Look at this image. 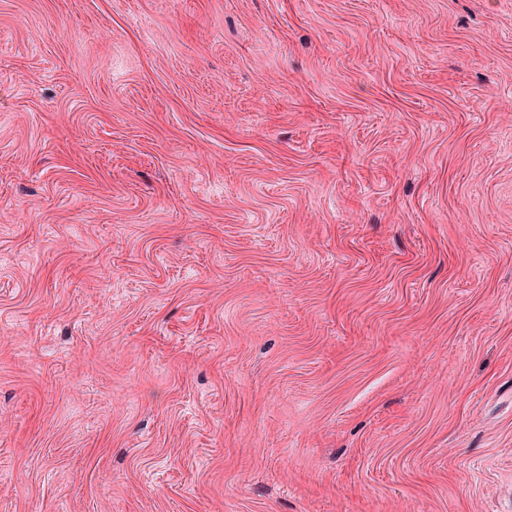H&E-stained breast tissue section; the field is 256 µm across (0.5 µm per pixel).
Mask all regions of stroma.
<instances>
[{"instance_id": "35a3bbf8", "label": "stroma", "mask_w": 512, "mask_h": 512, "mask_svg": "<svg viewBox=\"0 0 512 512\" xmlns=\"http://www.w3.org/2000/svg\"><path fill=\"white\" fill-rule=\"evenodd\" d=\"M0 512H512V0H0Z\"/></svg>"}]
</instances>
